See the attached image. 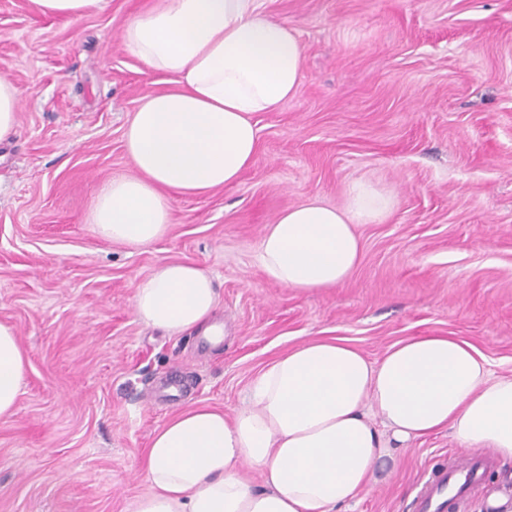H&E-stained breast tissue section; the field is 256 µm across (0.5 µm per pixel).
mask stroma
<instances>
[{
  "label": "stroma",
  "instance_id": "35a3bbf8",
  "mask_svg": "<svg viewBox=\"0 0 512 512\" xmlns=\"http://www.w3.org/2000/svg\"><path fill=\"white\" fill-rule=\"evenodd\" d=\"M143 3L75 21L0 0V78L22 92L0 143V323L28 357L0 419V512H132L158 427L201 404L234 414L254 375L307 342L376 360L460 336L512 376V0H261L300 35L297 92L255 114L237 182L177 198L165 235L133 248L86 216L103 182L134 173L124 130L141 96L175 87L122 44ZM360 179L394 208L357 225L348 280L299 293L267 279L266 225L313 198L343 205ZM173 261L212 274L221 346L136 318V285ZM461 451L446 430L413 441L352 512H412L416 485Z\"/></svg>",
  "mask_w": 512,
  "mask_h": 512
}]
</instances>
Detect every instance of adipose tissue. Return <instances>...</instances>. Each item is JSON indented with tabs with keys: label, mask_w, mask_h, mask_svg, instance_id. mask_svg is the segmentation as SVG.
<instances>
[{
	"label": "adipose tissue",
	"mask_w": 512,
	"mask_h": 512,
	"mask_svg": "<svg viewBox=\"0 0 512 512\" xmlns=\"http://www.w3.org/2000/svg\"><path fill=\"white\" fill-rule=\"evenodd\" d=\"M126 50L173 91L144 95L124 134L135 175L104 182L86 221L135 247L161 238L176 197L238 181L254 162V113L292 97L304 47L259 0H150L125 25ZM391 194L360 180L344 207L312 199L280 214L260 243L273 283L301 293L334 288L359 261V224L392 211ZM218 305L211 275L168 262L141 280L133 311L171 334L205 326ZM26 355L0 323V418L11 416ZM452 430L470 450L512 462V377L458 336H414L369 360L345 339L278 356L250 382L235 415L206 406L161 425L143 459L152 490L133 512H339L376 486L397 448Z\"/></svg>",
	"instance_id": "ef3b65f1"
}]
</instances>
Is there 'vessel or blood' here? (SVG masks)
Returning a JSON list of instances; mask_svg holds the SVG:
<instances>
[{"instance_id":"vessel-or-blood-1","label":"vessel or blood","mask_w":512,"mask_h":512,"mask_svg":"<svg viewBox=\"0 0 512 512\" xmlns=\"http://www.w3.org/2000/svg\"><path fill=\"white\" fill-rule=\"evenodd\" d=\"M493 453L433 466L413 499L414 512H463L470 494L493 467Z\"/></svg>"}]
</instances>
